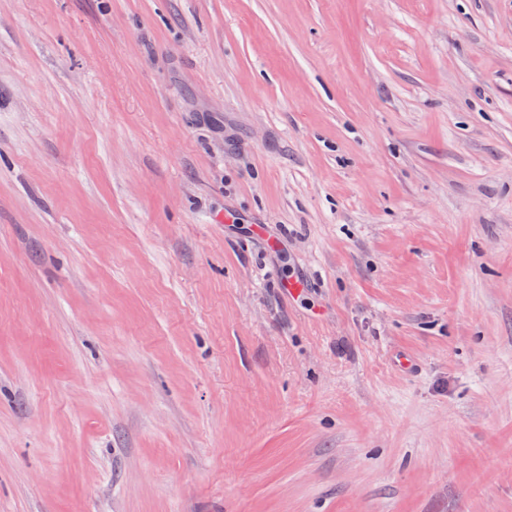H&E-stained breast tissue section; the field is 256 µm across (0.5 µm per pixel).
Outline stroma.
Returning a JSON list of instances; mask_svg holds the SVG:
<instances>
[{
  "label": "stroma",
  "instance_id": "stroma-1",
  "mask_svg": "<svg viewBox=\"0 0 512 512\" xmlns=\"http://www.w3.org/2000/svg\"><path fill=\"white\" fill-rule=\"evenodd\" d=\"M0 512H512V0H0Z\"/></svg>",
  "mask_w": 512,
  "mask_h": 512
}]
</instances>
